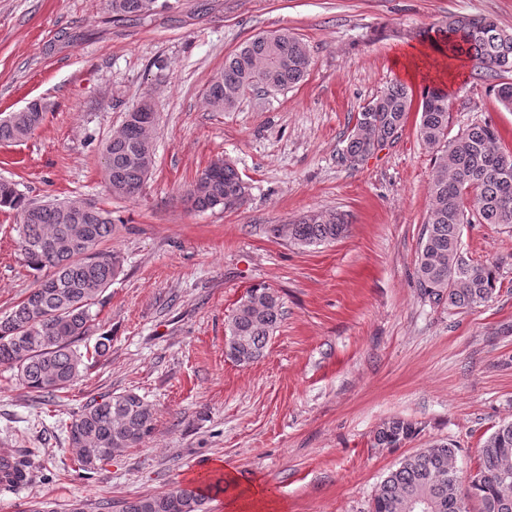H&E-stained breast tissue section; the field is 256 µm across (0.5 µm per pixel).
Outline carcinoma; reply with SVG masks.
<instances>
[{"label": "carcinoma", "instance_id": "carcinoma-1", "mask_svg": "<svg viewBox=\"0 0 512 512\" xmlns=\"http://www.w3.org/2000/svg\"><path fill=\"white\" fill-rule=\"evenodd\" d=\"M112 21L144 19L170 7L169 0H109ZM434 49L450 59L467 58L496 74L512 73V30L485 16L450 15L431 34ZM311 64L307 45L286 29L257 35L224 59L211 79L205 103L215 112L235 109L250 91L276 92L294 87ZM413 95L395 83L373 98L347 135L345 158L353 165L398 137L411 111ZM448 93L440 87L422 92L418 135L434 152L436 175L429 185V216L416 262L422 295L450 311L471 309L495 297L498 266L473 264L463 254L466 224L512 228V150L501 146L497 128L475 122L448 138ZM46 106L0 117V144L28 139L44 118ZM154 111L125 114L122 127L102 147L105 183L114 196L134 197L154 166L151 133ZM248 186L234 165L218 159L188 190L198 210L240 207ZM0 209L19 218L18 243L27 267L43 273L37 285L0 315V364L15 369L21 384L54 398L80 376L84 358L102 357L111 347L100 336L92 352L80 343L95 326L102 293L122 273L121 256L104 248L112 240V213L94 203L35 204L16 184L0 180ZM270 232L301 247L332 243L348 232L336 212L307 215L292 224H273ZM283 304L277 291L259 285L242 297L226 325V348L240 365L263 356L280 324ZM70 447L86 472L113 454L139 445L154 430V412L134 392L111 395L85 405L63 423ZM416 435L414 424L391 418L375 434L383 448H396ZM219 478L206 488L178 486L122 504L119 512H206L209 492L225 491ZM476 500L480 512H512V422L501 424L480 448L477 477L467 482L456 466V449L435 444L406 457L381 482L369 512H458L461 498Z\"/></svg>", "mask_w": 512, "mask_h": 512}]
</instances>
